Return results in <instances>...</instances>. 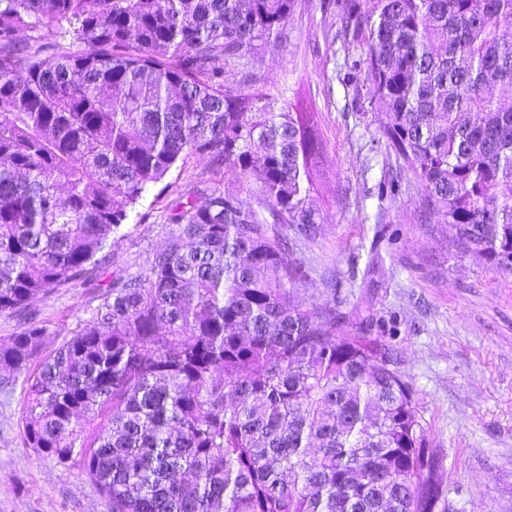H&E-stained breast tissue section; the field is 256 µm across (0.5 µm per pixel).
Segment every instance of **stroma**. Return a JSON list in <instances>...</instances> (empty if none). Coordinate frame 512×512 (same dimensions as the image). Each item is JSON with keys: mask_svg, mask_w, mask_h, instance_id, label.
<instances>
[{"mask_svg": "<svg viewBox=\"0 0 512 512\" xmlns=\"http://www.w3.org/2000/svg\"><path fill=\"white\" fill-rule=\"evenodd\" d=\"M366 53L324 0H295L286 40L266 45L255 66L258 87L317 112L323 152L310 203L319 231L298 240L295 257L309 278L294 293L301 308L335 302L355 336L377 337L378 321L397 317L398 369L415 392L420 424L440 461L437 512H512V271L462 250L457 229L424 204L415 173L387 146L368 103L366 70L342 67ZM395 178L394 194L379 192ZM256 176L240 178L207 160L183 157L163 183L147 188L103 250L102 282L146 271L164 245V217L180 193L218 188L258 208ZM97 301L67 286L31 308L62 344L89 320ZM26 385L0 393V512H110L78 466L27 447L22 432Z\"/></svg>", "mask_w": 512, "mask_h": 512, "instance_id": "35a3bbf8", "label": "stroma"}]
</instances>
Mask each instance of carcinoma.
I'll return each mask as SVG.
<instances>
[{
    "label": "carcinoma",
    "instance_id": "cac0c4a2",
    "mask_svg": "<svg viewBox=\"0 0 512 512\" xmlns=\"http://www.w3.org/2000/svg\"><path fill=\"white\" fill-rule=\"evenodd\" d=\"M293 5L0 0V313L69 284L99 299L47 354L24 322L0 382L26 374L25 443L77 462L111 512H436L439 458L390 346L294 304L308 270L279 226L316 235L321 140L254 73ZM335 5L367 30L344 67L366 65L390 149L463 249L512 269V0ZM183 155L258 173L265 212L188 191L147 272L100 283L97 254Z\"/></svg>",
    "mask_w": 512,
    "mask_h": 512
}]
</instances>
